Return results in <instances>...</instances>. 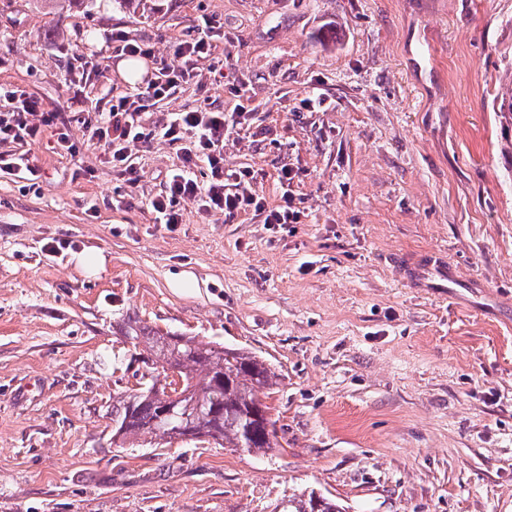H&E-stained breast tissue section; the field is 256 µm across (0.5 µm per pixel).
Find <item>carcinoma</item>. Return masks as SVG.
<instances>
[{"instance_id":"carcinoma-1","label":"carcinoma","mask_w":512,"mask_h":512,"mask_svg":"<svg viewBox=\"0 0 512 512\" xmlns=\"http://www.w3.org/2000/svg\"><path fill=\"white\" fill-rule=\"evenodd\" d=\"M123 338L147 353L152 363L177 371L181 393L180 418L159 423L172 391L149 375L140 387L112 398V442L125 444L142 435L167 439L207 437L226 448L248 453L276 446L270 407L259 394L277 385V374L253 352L203 343L194 336L162 332L138 320H127ZM281 512H342L335 501L315 491L293 493Z\"/></svg>"}]
</instances>
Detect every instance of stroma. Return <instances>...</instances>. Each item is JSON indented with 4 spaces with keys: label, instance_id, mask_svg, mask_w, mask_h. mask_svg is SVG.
Returning a JSON list of instances; mask_svg holds the SVG:
<instances>
[{
    "label": "stroma",
    "instance_id": "35a3bbf8",
    "mask_svg": "<svg viewBox=\"0 0 512 512\" xmlns=\"http://www.w3.org/2000/svg\"><path fill=\"white\" fill-rule=\"evenodd\" d=\"M207 26L223 78L198 62L137 123L246 106L224 166L270 207L293 168L300 223L192 202L155 223L182 143L133 145L129 194L89 135L133 87L105 31L173 65ZM1 84L71 147L43 127L37 185L0 171V512H277L304 489L345 512H512V0H0ZM424 252L486 295L410 287L391 259ZM130 318L270 363L277 447H113L112 399L150 369Z\"/></svg>",
    "mask_w": 512,
    "mask_h": 512
}]
</instances>
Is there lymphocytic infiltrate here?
Listing matches in <instances>:
<instances>
[{"label":"lymphocytic infiltrate","instance_id":"lymphocytic-infiltrate-1","mask_svg":"<svg viewBox=\"0 0 512 512\" xmlns=\"http://www.w3.org/2000/svg\"><path fill=\"white\" fill-rule=\"evenodd\" d=\"M124 55L143 58L153 63V75L135 93L120 97L109 112L98 120L92 137L109 146V163L127 189H135L140 181L130 161V144L148 143L149 134L141 131L135 116L145 100L171 92L195 76L199 61L210 60L215 71H223L224 61L215 54L208 34L188 36L177 43L174 53L180 58L177 67L167 66L153 49L127 33L109 34ZM246 119L245 110L233 112L192 109L173 113L160 135L172 142H185L182 166L173 172L164 190L150 201V209L158 223L179 224L183 221V203L195 202L202 213L233 217L248 209L264 211L269 224L299 223L302 211L291 186L296 177L293 169H281L278 181L282 189L279 204L269 207L263 198L240 193L241 183L252 180L247 169L229 170L224 166V141ZM54 115L42 112L39 99L20 86H0V143L36 139L42 127L53 125Z\"/></svg>","mask_w":512,"mask_h":512}]
</instances>
